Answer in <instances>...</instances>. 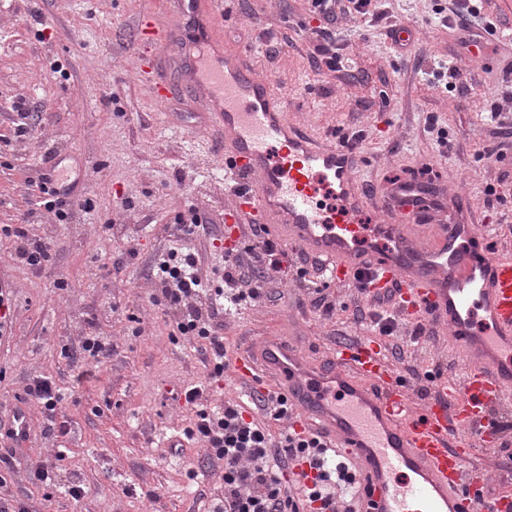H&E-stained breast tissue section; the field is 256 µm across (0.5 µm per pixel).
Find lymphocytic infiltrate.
Listing matches in <instances>:
<instances>
[{
    "mask_svg": "<svg viewBox=\"0 0 512 512\" xmlns=\"http://www.w3.org/2000/svg\"><path fill=\"white\" fill-rule=\"evenodd\" d=\"M352 2L356 13L369 12L371 0H308L310 13L324 21L316 35L320 42L315 50L328 70L336 68V38L329 29L345 2ZM38 188V204L52 215L55 223H68L74 208H89L90 199L72 195L52 175H42ZM28 214H21L16 223L0 226V237L13 238L16 259L32 273L40 275L50 270L54 244L48 238L29 236ZM282 250L264 238H256L244 249H230L224 255V285L208 293L194 254H179L169 250L159 259L156 276L161 285L157 305L174 312V324L180 335L204 341V351L210 356L211 374L223 376L227 366L224 352V304L220 296H229L237 305L257 299L258 289L252 288L249 272L271 269L282 271ZM186 404L194 406L195 417L187 429L189 437L203 445V458L209 468H222L224 494L214 504L212 512H327L336 507L339 487L353 484L354 477L344 463L328 465L321 452L325 442L319 436L300 435L287 428L272 433L269 426L246 420L240 405L225 403L221 410L200 407L201 387L183 392ZM308 463L313 471L310 485L292 492L284 471L296 462Z\"/></svg>",
    "mask_w": 512,
    "mask_h": 512,
    "instance_id": "obj_1",
    "label": "lymphocytic infiltrate"
}]
</instances>
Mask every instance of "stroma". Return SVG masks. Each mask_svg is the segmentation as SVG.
<instances>
[{"label": "stroma", "mask_w": 512, "mask_h": 512, "mask_svg": "<svg viewBox=\"0 0 512 512\" xmlns=\"http://www.w3.org/2000/svg\"><path fill=\"white\" fill-rule=\"evenodd\" d=\"M169 2L0 0V225L33 211L29 234L51 238L55 250L52 272L39 277L14 261L12 239H0V286L16 298L12 323L0 333V422L19 407L31 421L27 442L0 438V455L12 457L0 490L28 512H207L221 482L202 469L198 443L184 435L192 410L183 388L204 386V405L238 403L255 417L253 392L276 387L267 371L250 388L211 378L200 343L174 333L153 302L161 253L186 248L220 288L225 250L253 239L248 224L240 236L231 233L238 178L225 171L224 136L205 125L179 66L166 64L162 100L135 73L148 45L139 24L169 21ZM466 2L372 0L373 18L338 16L331 25L341 58L335 72L313 63L320 21L305 0H220L215 9L224 15L217 34L225 49L249 52L252 67L275 80L288 121L327 144L355 135L357 179L372 198L395 179L465 192L497 249L512 252V0H481L477 23L493 25L501 38L462 65L456 13ZM395 24L413 32L411 53L388 37ZM275 43L280 52L268 58ZM443 66L460 68V77H440ZM23 118L28 132L15 136ZM441 129L452 145L444 154ZM52 171L92 202L67 224L35 210L27 189ZM192 209L211 232L177 240L178 218ZM58 277L68 280L67 290L54 288ZM252 284L259 298L224 316L229 354L279 337L320 363L336 344L373 336L370 320L354 317L368 300L353 280L266 270ZM321 296L333 314L323 313ZM91 323L111 337L112 358L78 384L85 362L61 350L77 345ZM395 325L404 358L391 366L415 404L425 401L422 372L438 370L446 380L465 374L442 326L427 321L430 335L414 346L407 319L397 316ZM39 376L61 390L63 434L49 433L39 407L25 399ZM39 463L53 469L56 487L30 480ZM72 482L84 489L76 500L64 492Z\"/></svg>", "instance_id": "1"}]
</instances>
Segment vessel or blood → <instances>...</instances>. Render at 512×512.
<instances>
[{"label":"vessel or blood","instance_id":"vessel-or-blood-1","mask_svg":"<svg viewBox=\"0 0 512 512\" xmlns=\"http://www.w3.org/2000/svg\"><path fill=\"white\" fill-rule=\"evenodd\" d=\"M174 13V24L144 22L155 53L136 72L159 89L169 48L185 50L207 124L224 134V167L242 177L233 214L319 258L332 279L363 269L370 291L398 288L402 311H430L468 363L462 382L441 384L420 408L369 340L337 345L321 369L271 338L235 356L228 374L241 383L262 370L277 374L299 411L293 429L321 427L357 466L362 512H512L511 495L485 493L496 480L492 470L467 466L475 442L495 444L493 410L512 400V255L477 232L465 193L436 197L414 180L394 188L386 223L363 225L368 197L349 150L288 123L274 79L227 53L215 36L212 0H176ZM430 223L436 236L429 242Z\"/></svg>","mask_w":512,"mask_h":512}]
</instances>
